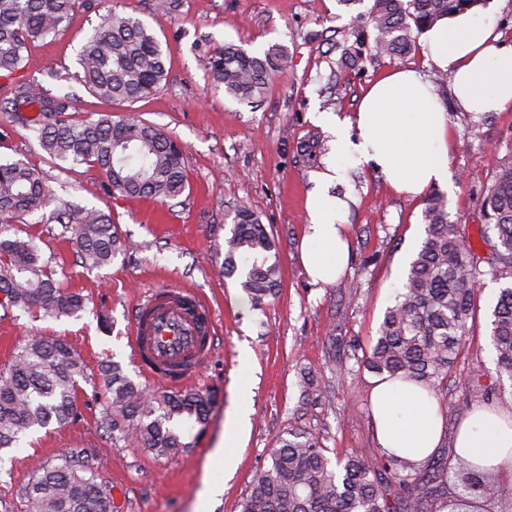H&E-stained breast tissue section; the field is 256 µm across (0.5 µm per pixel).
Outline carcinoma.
Masks as SVG:
<instances>
[{"mask_svg": "<svg viewBox=\"0 0 512 512\" xmlns=\"http://www.w3.org/2000/svg\"><path fill=\"white\" fill-rule=\"evenodd\" d=\"M487 0H373L370 10L354 17L339 59L351 71L365 53L401 57L410 53L419 34L438 19L484 5ZM79 0H0V77L31 63L28 44L56 35L68 24ZM285 61L278 48L264 55L233 44L212 64L224 94L238 101L261 102ZM77 80L91 93L110 101L134 102L162 87L167 78L166 51L140 18L109 9L100 17L80 51ZM10 118L31 131L53 160L86 164L105 176L106 192L147 199H174L187 178L181 145L160 127L134 115L72 121L68 95L51 96L33 82L14 85ZM33 111L29 116L25 111ZM300 156L324 152L317 138L299 143ZM40 215L62 227L82 263L91 269L112 263L123 250L111 214L96 207L58 201L44 172L22 160L0 163V303L71 316L84 298L66 292L40 265L34 240L5 224L21 216ZM483 240L492 248L482 258L451 219L448 199L434 193L422 213L424 236L397 292L379 324L374 345L354 354L355 374L388 375L444 389L448 372L465 355L470 323L480 310V281L512 279V156L499 164L481 203ZM277 244L258 214L235 211L230 236L224 239V273L259 305L275 293L280 267ZM488 269H481V263ZM490 344L496 374L512 381V285L499 289L490 313ZM84 367L59 339H35L18 347L0 371V448L52 423L65 424L76 413L78 378ZM112 395V412L102 424L145 448L165 455L189 448L190 432L207 424L211 395L199 391L148 392L117 364L101 368ZM319 437L291 430L268 450L270 463L252 480L241 512H480L492 500L512 501V486L454 451L422 462L394 453L371 461L353 453L334 459ZM27 512H112L111 495L91 467L75 455L57 464H38L22 490Z\"/></svg>", "mask_w": 512, "mask_h": 512, "instance_id": "1", "label": "carcinoma"}]
</instances>
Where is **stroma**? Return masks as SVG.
I'll use <instances>...</instances> for the list:
<instances>
[{
    "label": "stroma",
    "instance_id": "35a3bbf8",
    "mask_svg": "<svg viewBox=\"0 0 512 512\" xmlns=\"http://www.w3.org/2000/svg\"><path fill=\"white\" fill-rule=\"evenodd\" d=\"M151 0H92L79 7L57 36L32 43L31 67L15 73L51 94L75 100L73 119L98 114H133L158 124L181 144L188 186L182 196L158 202L104 193L103 176L87 165L57 166L30 131L0 111V161L24 160L40 167L57 197L110 212L127 247L112 264L88 269L73 244L60 238V225L24 217L44 264L62 287L80 293L84 311L58 319L36 310L0 309V370L13 351L35 336L64 340L82 359L78 415L24 437L0 450V512H25L22 488L33 465L62 455H80L112 496L114 512H241L256 471L268 465L267 451L291 429L320 434L330 454L382 456L370 412L371 373L349 375L354 347L377 337L408 262L424 235L426 194L393 191L371 167L345 168L331 193L348 196L350 254L344 276L330 285L313 284L302 260L305 208L315 174L331 152L306 161L299 142L333 136L318 116L326 99L338 102L340 120L353 119L364 91L381 75L401 68L435 81L421 51L403 58L375 57L361 70L332 75L335 45L353 15L369 11L372 0H180L171 12L154 13ZM133 14L152 28L167 52L164 87L132 102H106L78 83V51L107 9ZM261 53L281 46L285 62L267 96L253 107L215 88L211 61L225 43ZM454 137L448 147V183L441 191L448 209L471 242L480 239V204L496 165L512 156V106L474 118L456 102L451 88L438 89ZM256 212L279 249L281 286L261 306L251 304L237 278L224 275L227 217L238 207ZM190 288L217 313L214 354L195 389L214 395L215 404L193 447L159 455L137 440H113L102 424L111 396L101 385L100 367L119 363L146 390H158L135 365L128 347L131 314L138 292L154 282ZM358 284L349 294V284ZM499 282L485 280L480 310L460 372L448 377L442 402V447L453 444L451 426L468 395L467 373L482 371L490 405L505 395L495 371L488 316ZM250 365H243V353ZM322 379L321 393L303 388L304 373ZM245 413L249 427L233 473L209 459L224 439V424Z\"/></svg>",
    "mask_w": 512,
    "mask_h": 512
}]
</instances>
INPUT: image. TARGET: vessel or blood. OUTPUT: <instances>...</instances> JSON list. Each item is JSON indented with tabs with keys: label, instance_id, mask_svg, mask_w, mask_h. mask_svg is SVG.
<instances>
[{
	"label": "vessel or blood",
	"instance_id": "1",
	"mask_svg": "<svg viewBox=\"0 0 512 512\" xmlns=\"http://www.w3.org/2000/svg\"><path fill=\"white\" fill-rule=\"evenodd\" d=\"M214 313L197 293L158 284L136 303L128 345L148 378L191 382L211 357Z\"/></svg>",
	"mask_w": 512,
	"mask_h": 512
}]
</instances>
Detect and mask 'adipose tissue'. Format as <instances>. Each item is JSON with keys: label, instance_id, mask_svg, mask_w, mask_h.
Listing matches in <instances>:
<instances>
[{"label": "adipose tissue", "instance_id": "adipose-tissue-1", "mask_svg": "<svg viewBox=\"0 0 512 512\" xmlns=\"http://www.w3.org/2000/svg\"><path fill=\"white\" fill-rule=\"evenodd\" d=\"M426 64L451 71L455 96L475 115L512 105V46L499 45L493 27L473 12L444 17L421 38ZM334 153L306 199L310 222L303 261L316 283L336 281L348 255V202L326 186L345 165H372L395 191L417 194L448 181L452 130L444 103L413 69H397L364 95L353 121L335 122ZM376 438L386 452L420 462L438 448L444 430L437 399L414 383L376 380L370 394ZM454 448L473 462L512 472V413L472 407Z\"/></svg>", "mask_w": 512, "mask_h": 512}]
</instances>
